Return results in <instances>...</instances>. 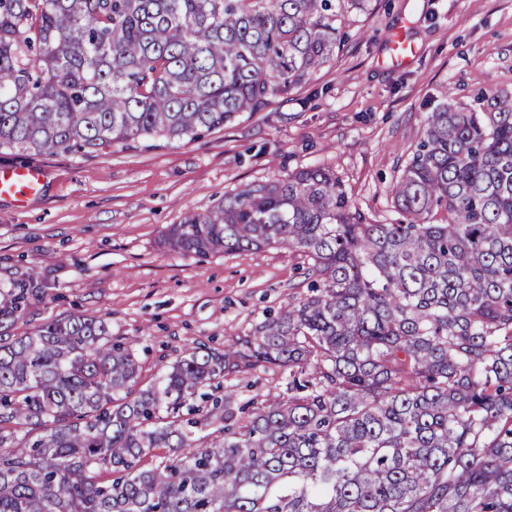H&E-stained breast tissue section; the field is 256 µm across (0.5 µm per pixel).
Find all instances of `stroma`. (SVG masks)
I'll return each mask as SVG.
<instances>
[{
  "label": "stroma",
  "mask_w": 512,
  "mask_h": 512,
  "mask_svg": "<svg viewBox=\"0 0 512 512\" xmlns=\"http://www.w3.org/2000/svg\"><path fill=\"white\" fill-rule=\"evenodd\" d=\"M331 61L262 111L191 142L118 143L94 156L0 153L47 177L25 206L0 197V291L38 284L8 334L69 315L106 320L130 342L149 383L196 347L223 350L264 309L306 291L300 252L267 247L206 257L163 244L169 225L225 194L328 165L372 220L395 216L391 188L443 101L469 108L491 85L512 91V0H372L351 15ZM414 49L396 66L390 37ZM279 370L226 377L203 427L224 411L284 392Z\"/></svg>",
  "instance_id": "stroma-1"
}]
</instances>
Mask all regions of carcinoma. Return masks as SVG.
<instances>
[{"label": "carcinoma", "instance_id": "cac0c4a2", "mask_svg": "<svg viewBox=\"0 0 512 512\" xmlns=\"http://www.w3.org/2000/svg\"><path fill=\"white\" fill-rule=\"evenodd\" d=\"M369 2L0 0V150L193 141L302 85ZM391 192L377 223L314 166L171 225L183 254L299 251L310 281L152 383L101 318L0 335V512H512V92L429 112ZM275 368L288 398L193 436L202 387Z\"/></svg>", "mask_w": 512, "mask_h": 512}]
</instances>
